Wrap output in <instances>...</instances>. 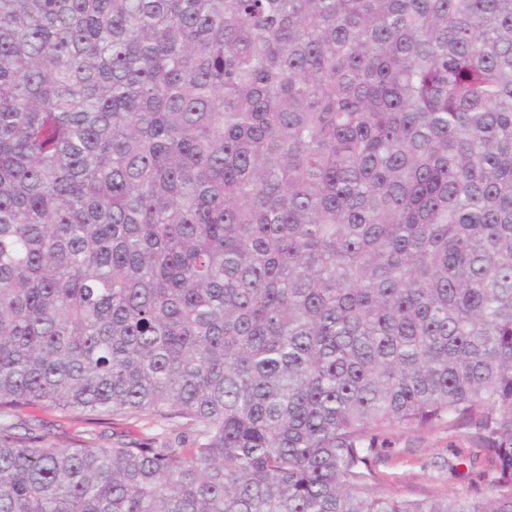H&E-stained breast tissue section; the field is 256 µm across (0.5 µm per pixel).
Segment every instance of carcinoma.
<instances>
[{"mask_svg":"<svg viewBox=\"0 0 512 512\" xmlns=\"http://www.w3.org/2000/svg\"><path fill=\"white\" fill-rule=\"evenodd\" d=\"M0 512H512V0H0ZM484 488L379 492L390 428ZM25 420V426L17 429L20 434H24L29 427L33 432H49L57 436L64 445L83 440L92 441L89 439H94L93 442L102 447H111L112 443L115 445L119 442L178 444V440L184 439V436L189 441L193 436V431L180 423H149L142 416H64L59 412H48L36 407L29 410Z\"/></svg>","mask_w":512,"mask_h":512,"instance_id":"obj_1","label":"carcinoma"}]
</instances>
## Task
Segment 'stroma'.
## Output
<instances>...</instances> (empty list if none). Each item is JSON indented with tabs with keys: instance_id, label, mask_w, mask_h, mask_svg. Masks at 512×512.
Here are the masks:
<instances>
[{
	"instance_id": "stroma-1",
	"label": "stroma",
	"mask_w": 512,
	"mask_h": 512,
	"mask_svg": "<svg viewBox=\"0 0 512 512\" xmlns=\"http://www.w3.org/2000/svg\"><path fill=\"white\" fill-rule=\"evenodd\" d=\"M25 425L34 432L57 436L64 445L89 439L103 447L119 442L174 444L191 434L189 427L150 423L140 416H66L37 407L29 410ZM383 439L391 451L375 467L376 483L396 496L420 500L464 495L478 478L477 471L464 462L476 446L467 429H451L444 424L411 432L392 429Z\"/></svg>"
}]
</instances>
